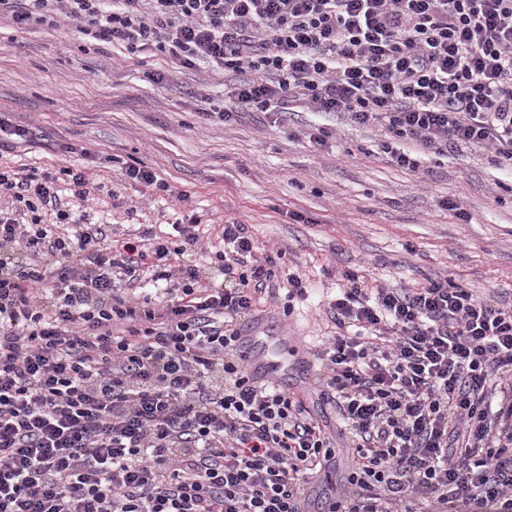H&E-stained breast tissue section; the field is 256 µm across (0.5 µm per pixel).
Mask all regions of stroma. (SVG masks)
<instances>
[{
    "label": "stroma",
    "instance_id": "obj_1",
    "mask_svg": "<svg viewBox=\"0 0 512 512\" xmlns=\"http://www.w3.org/2000/svg\"><path fill=\"white\" fill-rule=\"evenodd\" d=\"M227 82L202 65L163 74L152 53L127 60L68 22L19 30L2 18L0 113L31 138L0 150V163L86 167L96 192L80 212L116 245L145 226L166 235L191 215L215 244L226 224H247L257 257L285 250L284 269L310 283L287 315L278 279L258 311L300 348L334 334L325 304L346 270L393 288L441 278L512 304V174L486 150L425 153L412 174L384 153L378 127L333 112L225 126L216 114ZM320 130L323 145L310 144ZM129 165L154 170L171 193L127 180Z\"/></svg>",
    "mask_w": 512,
    "mask_h": 512
}]
</instances>
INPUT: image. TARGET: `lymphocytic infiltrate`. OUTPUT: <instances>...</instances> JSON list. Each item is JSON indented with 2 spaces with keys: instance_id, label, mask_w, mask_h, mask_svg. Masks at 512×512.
Segmentation results:
<instances>
[{
  "instance_id": "lymphocytic-infiltrate-1",
  "label": "lymphocytic infiltrate",
  "mask_w": 512,
  "mask_h": 512,
  "mask_svg": "<svg viewBox=\"0 0 512 512\" xmlns=\"http://www.w3.org/2000/svg\"><path fill=\"white\" fill-rule=\"evenodd\" d=\"M2 16L232 73L227 125L336 112L381 126L410 173L463 145L512 168V0H0ZM61 175L88 202L87 170ZM58 176L0 165V512H302L336 443L332 512H512V306L344 272L315 353L332 435L239 353L276 266L247 225L211 253L193 221L115 247L73 221ZM209 253L237 283L200 280ZM159 281L162 302L125 291Z\"/></svg>"
}]
</instances>
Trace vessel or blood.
Instances as JSON below:
<instances>
[{"instance_id": "b4317fda", "label": "vessel or blood", "mask_w": 512, "mask_h": 512, "mask_svg": "<svg viewBox=\"0 0 512 512\" xmlns=\"http://www.w3.org/2000/svg\"><path fill=\"white\" fill-rule=\"evenodd\" d=\"M239 342L252 375L274 382L299 398L310 393L313 363L306 353L290 346L282 326L263 322L247 324Z\"/></svg>"}]
</instances>
